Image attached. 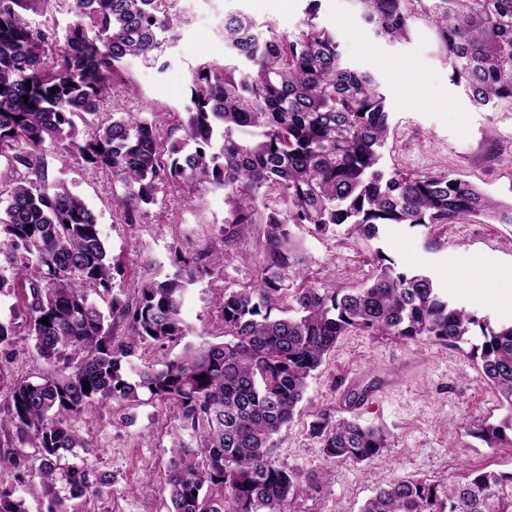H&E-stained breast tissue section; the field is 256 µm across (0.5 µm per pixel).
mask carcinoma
Instances as JSON below:
<instances>
[{
  "mask_svg": "<svg viewBox=\"0 0 512 512\" xmlns=\"http://www.w3.org/2000/svg\"><path fill=\"white\" fill-rule=\"evenodd\" d=\"M51 0H0V146L28 177L0 189V294L16 299L0 320V346L20 330L54 370L8 383L11 411L0 428L21 450L1 457L19 482H63L69 497L94 496L109 484L78 457L86 446L75 423L86 407L119 406L146 391L173 414L191 444L174 433L169 448V512H290L318 477L275 465L274 436L294 418L308 380L350 332L412 342L473 346L487 381L512 412V324L492 326L442 295L430 272L406 273L376 251L378 273L353 290L305 281L292 227L325 233L346 225L376 238L389 224L434 226L465 216L512 223V206L447 172L380 169L389 112L376 78L344 61L335 36L317 22L320 0H306L294 32L240 13L224 15V60L191 72L185 137L164 121L126 114L80 133L75 119L96 115L125 62L159 64L166 36L183 23L176 0H67L77 17L48 68L55 41L31 14ZM381 38L409 36L414 19L434 28L452 70L478 107L512 104V0H358ZM28 99H23V96ZM77 150L106 170L122 192L114 212L135 224L159 193L184 185L224 189L223 246L204 266L176 249L175 271L141 284L136 301L116 290L119 265L83 200L47 185L39 151L46 142ZM281 195L283 208L267 204ZM264 225L262 260L249 288H226L217 301L224 341L188 344L160 365L129 358L188 335L184 293L208 268L233 259L237 239ZM49 318L50 325L41 323ZM91 390H83L84 382ZM489 443L512 446V416L474 425ZM310 431L329 464H361L388 447L385 432L319 412ZM26 448L40 465L27 466ZM0 512H29L14 488L0 486ZM360 512H512V471L476 470L448 485L402 477Z\"/></svg>",
  "mask_w": 512,
  "mask_h": 512,
  "instance_id": "cac0c4a2",
  "label": "carcinoma"
}]
</instances>
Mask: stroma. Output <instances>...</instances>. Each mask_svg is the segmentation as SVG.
Wrapping results in <instances>:
<instances>
[{"instance_id": "obj_1", "label": "stroma", "mask_w": 512, "mask_h": 512, "mask_svg": "<svg viewBox=\"0 0 512 512\" xmlns=\"http://www.w3.org/2000/svg\"><path fill=\"white\" fill-rule=\"evenodd\" d=\"M305 7L306 0H193L192 17L165 49V70L138 60L124 65L114 87L124 111L145 118L183 111L192 68L224 55L225 13L244 12L292 32ZM318 21L335 34L345 60L373 73L382 85L391 114L383 150L387 170L449 171L503 203L512 202V107H475L463 86L453 82L437 37L425 22L415 21L407 40L389 43L364 23L357 0H321ZM40 158L49 187L66 186L95 213L111 255L122 264L115 281L126 297H134L141 281L172 275L173 245L203 257L219 243L228 211L221 188L184 187L147 206L138 223L127 224L112 213L116 187L105 172L58 143H45ZM293 233L306 278L315 285L364 286L376 272L380 250L399 270L433 273L456 305L494 325L512 323V302L489 296L467 270L477 262L512 272V224L476 217L428 227L400 224L369 241L342 228L319 233L309 224L294 227ZM233 251L235 259L224 270L188 288L183 317L191 331L184 343L151 351L153 362L176 357L187 343L222 341L214 300L224 289L251 286L260 261L256 235L240 238ZM478 342L475 336L457 347L364 332L340 337L310 378L292 422L275 437L277 465L305 475H330L321 491L295 502V512H359L378 487L403 476L444 485L472 468L512 470V447L491 446L470 434L473 421L496 424L505 415L472 352ZM6 352L0 368L11 378L49 370L25 334L14 336ZM321 410L335 420L355 418L385 430L388 448L367 465L327 467L320 441L309 431ZM78 426L88 442L79 456L111 474V485L85 502L34 478L16 485L29 512H47L54 498L61 500L64 512H84L88 506L95 512H168L166 465L176 423L164 406L146 393L126 410L92 405Z\"/></svg>"}]
</instances>
